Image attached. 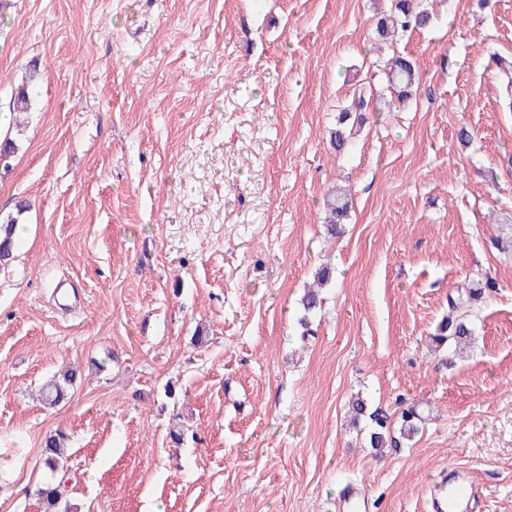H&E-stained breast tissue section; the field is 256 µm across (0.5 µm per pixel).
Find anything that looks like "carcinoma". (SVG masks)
<instances>
[{
  "label": "carcinoma",
  "mask_w": 512,
  "mask_h": 512,
  "mask_svg": "<svg viewBox=\"0 0 512 512\" xmlns=\"http://www.w3.org/2000/svg\"><path fill=\"white\" fill-rule=\"evenodd\" d=\"M430 22L429 14L421 9L417 0H394V8L388 15H382L376 21V35L381 40L395 37L398 31L411 27H425ZM390 97L402 104L410 98L418 84V72L414 62L404 56L394 55L382 66ZM40 70L37 67L29 69L26 84L15 94L9 110L26 112L30 105V84L38 81ZM364 95H359L351 106L339 111L336 127L330 131V144L337 153H343L350 148L353 139V128L347 121L354 112L364 109ZM324 206L327 213L326 223L329 234L340 233V225L348 217L352 202L348 194L335 188L326 194ZM17 219L9 218L0 223V262L9 258L14 247L13 231ZM330 268L322 267L316 272V287L309 288L301 298L302 314L299 318L301 325L307 327L310 318L321 307V297L318 288L332 280ZM451 312L443 319L435 333L429 337L428 346L432 351L448 350L460 355L469 347L473 337V325L464 308L468 307V299L463 295L449 298ZM77 380L76 372L70 370L48 379L38 390L39 400L46 406L54 408L67 399L70 388ZM354 419L365 417L369 420V444L376 452L381 453L386 448H397L401 441H410L421 430L425 421L424 411L416 404L401 409L399 414L398 435L391 434V415L376 408L369 410L367 402L356 398L351 404ZM67 436L61 431L49 434L43 444V463L48 473V480L36 489L41 512H73L67 498V489L59 474L64 472L65 445Z\"/></svg>",
  "instance_id": "obj_1"
}]
</instances>
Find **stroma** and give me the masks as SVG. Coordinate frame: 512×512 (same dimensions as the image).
Masks as SVG:
<instances>
[{"instance_id": "obj_1", "label": "stroma", "mask_w": 512, "mask_h": 512, "mask_svg": "<svg viewBox=\"0 0 512 512\" xmlns=\"http://www.w3.org/2000/svg\"><path fill=\"white\" fill-rule=\"evenodd\" d=\"M420 4L433 24L381 46L390 0H0V113L43 72L0 163V217L26 227L0 265V512H40L58 430L77 512H338L351 482L367 512H430L449 465L480 485L473 512H512V251L493 243L512 218V0ZM395 53L420 84L392 109ZM366 80L374 109L336 154ZM335 185L353 208L333 238ZM485 274L472 348L441 366L428 338ZM64 367L71 397L45 408ZM358 394L431 417L379 457ZM40 78V70L37 66L29 69L26 75V84L19 88L15 94L12 104L9 106L10 113L12 112H27L30 105V84L35 83ZM367 102L364 100V94H360L357 101L351 106L340 109L336 127L330 131V144L336 153H343L352 145L353 126L349 128L347 121L351 118L352 112H361ZM76 380L77 374L72 370L53 376L39 388V400L47 407H57L67 399L68 392Z\"/></svg>"}]
</instances>
